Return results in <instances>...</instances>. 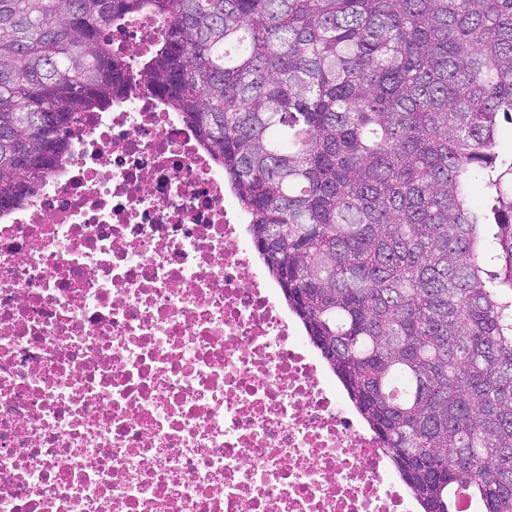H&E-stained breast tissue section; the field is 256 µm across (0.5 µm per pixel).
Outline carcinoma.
I'll return each mask as SVG.
<instances>
[{"mask_svg":"<svg viewBox=\"0 0 512 512\" xmlns=\"http://www.w3.org/2000/svg\"><path fill=\"white\" fill-rule=\"evenodd\" d=\"M144 15L131 64L108 30ZM130 89L224 167L423 512H512V0H0V211Z\"/></svg>","mask_w":512,"mask_h":512,"instance_id":"1","label":"carcinoma"}]
</instances>
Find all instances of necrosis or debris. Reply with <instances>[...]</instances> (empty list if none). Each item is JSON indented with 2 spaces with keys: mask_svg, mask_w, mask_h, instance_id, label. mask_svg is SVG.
<instances>
[{
  "mask_svg": "<svg viewBox=\"0 0 512 512\" xmlns=\"http://www.w3.org/2000/svg\"><path fill=\"white\" fill-rule=\"evenodd\" d=\"M195 130L131 90L0 212V512H414Z\"/></svg>",
  "mask_w": 512,
  "mask_h": 512,
  "instance_id": "1",
  "label": "necrosis or debris"
}]
</instances>
